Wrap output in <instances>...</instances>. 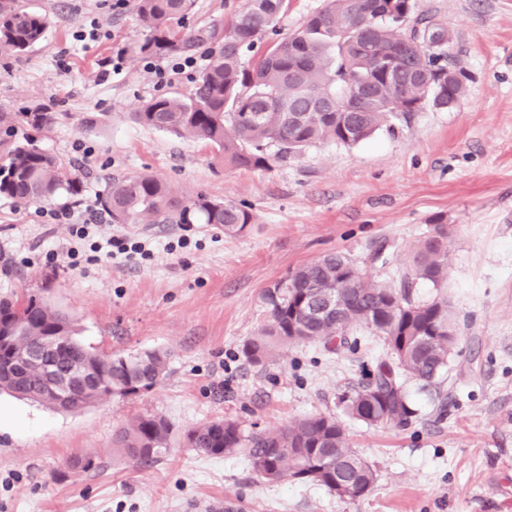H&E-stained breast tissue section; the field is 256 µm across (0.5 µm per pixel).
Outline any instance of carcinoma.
Listing matches in <instances>:
<instances>
[{"mask_svg": "<svg viewBox=\"0 0 512 512\" xmlns=\"http://www.w3.org/2000/svg\"><path fill=\"white\" fill-rule=\"evenodd\" d=\"M193 0H137L147 34L135 52L142 56L188 57L203 46L210 63L194 80L188 97L163 95L144 102L132 118L140 125L216 146L224 164L267 169L317 143L354 146L377 131L393 129L413 112L447 108L465 95L448 56V29L415 14V0H326L306 23L283 37L277 25L288 0H246L230 25L211 23L187 33L169 20L185 15ZM47 13L27 10L19 0H0V53L22 54L47 30ZM274 36L252 67L243 56L257 41ZM372 90L361 112H341L358 86ZM270 143L277 151L267 153ZM83 181L55 155L25 139L0 154V197L18 202H51L81 195ZM114 224H211L239 235L253 223L244 205L224 203L203 193L179 195L162 179L139 174L112 179L99 198ZM426 280L436 288L448 280V230L436 224L421 241L413 265L379 282L343 251L330 252L289 271L265 293L270 321L244 348L256 364L272 342H316L327 352L355 351L365 336L387 346L368 379L339 396L345 415L370 427H405L418 416L409 384H437L455 353L461 332L437 294L417 300L413 288ZM336 312L321 310L330 298ZM0 331L21 338L0 348V391L58 410L57 398L43 387L40 368L30 362L46 336H64L59 363L75 372L93 369L102 386L70 397L67 410L110 398L126 399L156 385L168 354H105L85 345L68 315L31 295L24 302L0 300ZM170 424L162 417L138 416L117 433L113 447L128 463L145 468L168 452ZM192 449L208 456L243 455L251 470L264 463L262 478H288L327 488L338 498L368 495L377 480L349 443L344 425L330 414H313L248 435L237 422L212 420L186 433ZM73 474L98 467L97 458L76 453L67 461Z\"/></svg>", "mask_w": 512, "mask_h": 512, "instance_id": "1", "label": "carcinoma"}]
</instances>
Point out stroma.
Wrapping results in <instances>:
<instances>
[{
  "mask_svg": "<svg viewBox=\"0 0 512 512\" xmlns=\"http://www.w3.org/2000/svg\"><path fill=\"white\" fill-rule=\"evenodd\" d=\"M23 0L48 13L44 39L0 54V113L46 106L54 121L17 127L75 166L78 197L49 203L0 198V298L37 294L72 316L85 344L106 353L167 352L168 373L136 397L77 412L0 394V512H512V0H416L451 34L467 76L456 106L414 113L396 132L354 146L320 143L271 168H234L204 141L135 123L143 101L185 94L194 72L157 79L166 58L133 48L146 31L133 0ZM244 0H194L172 20L185 31L229 21ZM98 21L97 40H78ZM120 70H113V63ZM151 173L183 195L251 209L244 233L203 224H114L98 198L113 178ZM68 219H61V212ZM90 241L143 243L147 258H92ZM448 226V281L417 282L415 298L444 293L461 332L448 372L417 390L419 416L403 428L344 419L350 443L377 471L368 496L344 501L324 487L269 483L244 456L185 446L188 430L226 418L249 432L312 413L342 416L338 395L363 382L385 351L276 344L253 364L244 346L269 322L267 288L325 253L363 260L384 247L379 280L409 267L435 223ZM445 397L438 405L435 394ZM171 426L169 451L139 469L117 456L112 434L137 416ZM97 471L75 477L76 453Z\"/></svg>",
  "mask_w": 512,
  "mask_h": 512,
  "instance_id": "stroma-1",
  "label": "stroma"
}]
</instances>
